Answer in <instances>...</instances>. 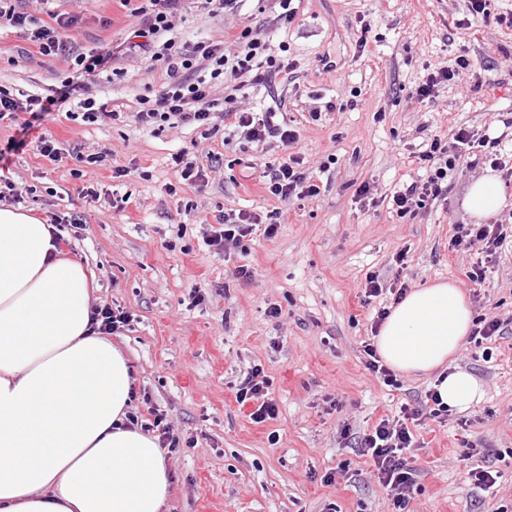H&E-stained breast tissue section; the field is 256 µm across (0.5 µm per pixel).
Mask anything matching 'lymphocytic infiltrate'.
I'll use <instances>...</instances> for the list:
<instances>
[{
    "label": "lymphocytic infiltrate",
    "mask_w": 512,
    "mask_h": 512,
    "mask_svg": "<svg viewBox=\"0 0 512 512\" xmlns=\"http://www.w3.org/2000/svg\"><path fill=\"white\" fill-rule=\"evenodd\" d=\"M186 2L143 0L142 6L133 10L137 22L122 43L107 51H83L67 37L68 31L78 23L77 16L54 13L44 21L20 9L15 0H0V28L22 32L41 55H55L71 62L70 72L48 93L21 99L0 88V120H10L15 126L17 135L9 141V149L13 151L26 146L28 133L49 112H61L67 120L90 124L116 121L122 116L121 110L112 103L98 101L85 84V77L104 72L123 77V68L116 65L121 57L144 59L145 72L149 75L155 68H162L160 88L137 100L138 109L133 114L136 124L155 131L185 125L212 131L221 121L237 128L247 142L276 143L284 151L278 164L262 174L264 188L278 201V208L262 215L229 210L217 215L215 224L206 231L205 245L215 254L227 256L242 250L245 238L255 229H262L265 237H275L284 220L283 204L319 197L321 188L303 170L300 156L293 154L297 134L278 121L275 108H267L263 113L247 112L224 105L213 96L214 88L221 85L240 91L246 83L261 84L273 75L291 79L297 64L288 57L286 45H273L271 40L249 29L231 38L183 44L177 36L175 20ZM498 146V140L468 127L459 128L449 142L433 136L415 155L417 164L426 172L425 177L403 184L390 196L393 212L400 217L413 215L429 202L445 196L448 173L466 151L479 152L481 159L511 179L512 167L503 161ZM172 169L174 181L165 187L171 195L181 185L199 189L207 186L215 166L200 163L194 151L184 148L173 155ZM506 240L502 225L460 224L448 246L458 253L476 252L466 277L477 284L485 280L489 264L499 257ZM235 398L240 404H251L250 418L254 423H263L278 414V405L269 393V383L260 366L251 367L236 383ZM426 420L441 424L448 420V408L433 389L426 391L418 406L401 405L398 411L382 417L362 434L352 435L347 425L341 429L343 439H354L362 455L371 460L377 480L387 490L395 512H404L416 485L415 470L406 458L414 444L411 428ZM126 425L155 433L159 448L168 453H177L180 448V438L171 428L166 413L156 406H148L143 414L129 412Z\"/></svg>",
    "instance_id": "obj_1"
}]
</instances>
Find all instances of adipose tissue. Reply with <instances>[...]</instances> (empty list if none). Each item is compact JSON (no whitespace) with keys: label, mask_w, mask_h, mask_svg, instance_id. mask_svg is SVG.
I'll return each instance as SVG.
<instances>
[{"label":"adipose tissue","mask_w":512,"mask_h":512,"mask_svg":"<svg viewBox=\"0 0 512 512\" xmlns=\"http://www.w3.org/2000/svg\"><path fill=\"white\" fill-rule=\"evenodd\" d=\"M504 201L486 175L465 208L484 219ZM90 308L86 273L63 257L50 225L0 208V512H159L168 494L156 441L124 425L128 360L89 332ZM471 325L462 290L437 282L391 309L375 345L395 371L436 372L443 404L465 411L484 397L452 365Z\"/></svg>","instance_id":"ef3b65f1"}]
</instances>
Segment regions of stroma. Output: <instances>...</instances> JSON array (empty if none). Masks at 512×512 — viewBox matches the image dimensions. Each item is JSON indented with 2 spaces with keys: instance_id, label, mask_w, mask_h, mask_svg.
<instances>
[{
  "instance_id": "obj_1",
  "label": "stroma",
  "mask_w": 512,
  "mask_h": 512,
  "mask_svg": "<svg viewBox=\"0 0 512 512\" xmlns=\"http://www.w3.org/2000/svg\"><path fill=\"white\" fill-rule=\"evenodd\" d=\"M21 6L41 19L50 9L76 15L70 36L83 48L123 40L132 22L118 0ZM297 7L295 22L283 25L276 0H245L240 12L217 18L189 0L176 21L187 43L248 27L286 42L297 61L293 80L257 85L236 100L252 112L280 108L299 133L296 153L321 187L318 198L288 206L276 237L255 234L244 253L227 258L203 242L205 220L219 212L263 214L277 205L251 173L277 161L281 148L247 142L228 128L154 132L130 118L98 125L53 112L39 130L65 148L62 160L42 157L31 144L0 170L27 186L24 212L44 221L74 210L84 215L86 231L62 251L83 266L92 302H113L133 315L111 341L127 357L136 389L192 442L165 460L171 485L160 512H391L370 459L345 446L341 428L359 434L400 404H416L435 377L404 374L394 389L366 370L362 343L376 311L392 303L385 296L364 303L366 276L402 279L413 289L451 281L474 318L512 317V250L472 284L464 275L471 255L448 247L455 226L473 221L464 200L488 164L462 157L445 199L412 216L356 199L361 184L384 199L419 176L413 154L433 136L452 138L461 126L495 136L512 120V29L496 22L512 16V0H491V19L468 25L466 0H299ZM460 56L469 67L459 81L433 103H418L413 90L427 67ZM123 66L124 78L99 75L89 87L133 110L147 77L139 60ZM67 70L63 60L32 51L19 33L0 31V87L42 93ZM192 144L199 156L216 153L223 163L205 188L168 195L171 155ZM100 151L108 154L101 166L75 158ZM128 165L131 175L113 179V167ZM76 167L83 178L72 177ZM89 182L130 204L118 211L104 198L86 202L78 189ZM244 264L251 279L236 273ZM195 286L208 292L198 306L189 303ZM273 305L279 317H269ZM454 364L479 380L484 398L461 416L466 428L454 413L447 423L414 427L408 463L416 488L404 512H512V463L498 459L512 450V332L484 348L465 343ZM255 365L279 406L277 417L261 424L233 391ZM330 398L339 409L328 408ZM477 464L498 468L493 488L473 487L468 471ZM339 466L343 475L324 483Z\"/></svg>"
}]
</instances>
